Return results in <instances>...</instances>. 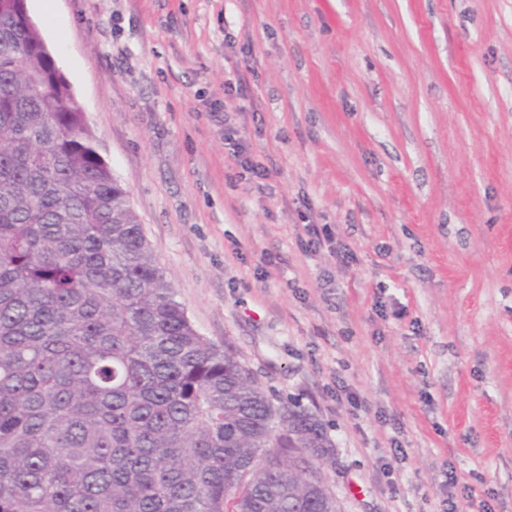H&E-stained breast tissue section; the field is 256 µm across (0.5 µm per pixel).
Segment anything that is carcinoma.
Segmentation results:
<instances>
[{
	"instance_id": "1",
	"label": "carcinoma",
	"mask_w": 512,
	"mask_h": 512,
	"mask_svg": "<svg viewBox=\"0 0 512 512\" xmlns=\"http://www.w3.org/2000/svg\"><path fill=\"white\" fill-rule=\"evenodd\" d=\"M42 40L0 0V512H341L320 419L194 327Z\"/></svg>"
}]
</instances>
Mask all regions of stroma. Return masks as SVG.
I'll list each match as a JSON object with an SVG mask.
<instances>
[{"instance_id": "35a3bbf8", "label": "stroma", "mask_w": 512, "mask_h": 512, "mask_svg": "<svg viewBox=\"0 0 512 512\" xmlns=\"http://www.w3.org/2000/svg\"><path fill=\"white\" fill-rule=\"evenodd\" d=\"M27 6L190 320L325 425L343 512H512V0Z\"/></svg>"}]
</instances>
